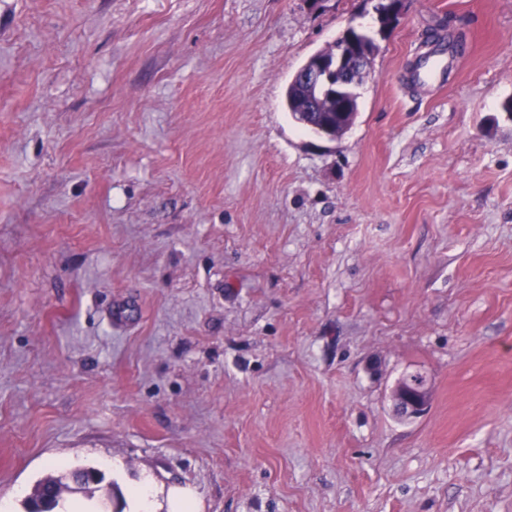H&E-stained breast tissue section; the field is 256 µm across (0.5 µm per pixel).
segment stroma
Returning <instances> with one entry per match:
<instances>
[{
	"label": "stroma",
	"instance_id": "stroma-1",
	"mask_svg": "<svg viewBox=\"0 0 512 512\" xmlns=\"http://www.w3.org/2000/svg\"><path fill=\"white\" fill-rule=\"evenodd\" d=\"M352 18L379 49L328 140L284 91ZM438 21L466 51L418 86ZM377 28L368 0H0L11 512L86 467L60 512L145 477L156 512H512V0ZM430 399L425 377L418 372L404 376L393 390L398 413L408 418L424 415L430 406Z\"/></svg>",
	"mask_w": 512,
	"mask_h": 512
}]
</instances>
